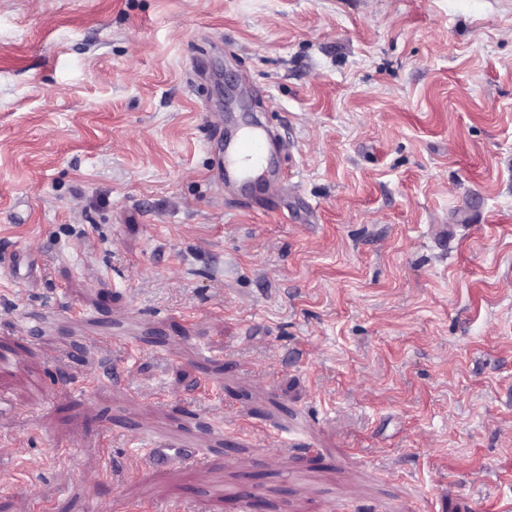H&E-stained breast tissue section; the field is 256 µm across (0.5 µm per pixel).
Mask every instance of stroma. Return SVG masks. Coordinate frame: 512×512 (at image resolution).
Instances as JSON below:
<instances>
[{
	"instance_id": "35a3bbf8",
	"label": "stroma",
	"mask_w": 512,
	"mask_h": 512,
	"mask_svg": "<svg viewBox=\"0 0 512 512\" xmlns=\"http://www.w3.org/2000/svg\"><path fill=\"white\" fill-rule=\"evenodd\" d=\"M2 357L0 512H512V0H0ZM275 147L274 135L263 125L254 123L239 129L224 147L223 166L217 173L218 184L248 180L255 170L267 166Z\"/></svg>"
}]
</instances>
